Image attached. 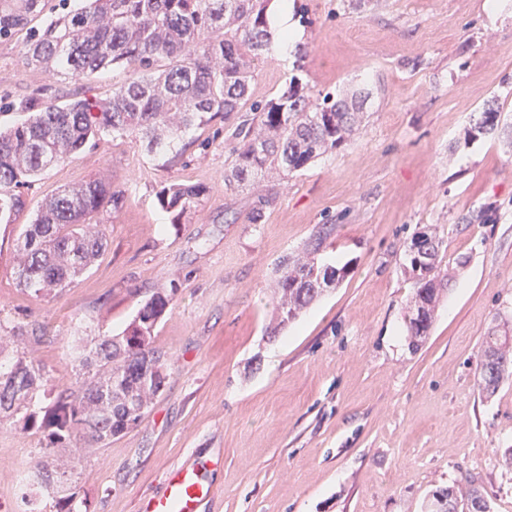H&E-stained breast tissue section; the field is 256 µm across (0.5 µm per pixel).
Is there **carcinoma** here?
Segmentation results:
<instances>
[{
	"label": "carcinoma",
	"instance_id": "obj_1",
	"mask_svg": "<svg viewBox=\"0 0 512 512\" xmlns=\"http://www.w3.org/2000/svg\"><path fill=\"white\" fill-rule=\"evenodd\" d=\"M59 0L61 12L32 27L46 0H0V40L27 30L24 57L29 65L61 69L72 77H89L117 64L148 71L160 59L165 68L149 77L137 76L112 90L104 101L87 97L63 105L32 97L20 106L29 119L0 130V216L23 207L18 189L49 167L63 162L89 142L110 133L134 134L152 154L175 148L176 141L203 113L229 117L250 106L232 133L236 145L224 171L227 187L258 185L276 172L288 176L310 161L355 140L362 131L366 96L357 93L332 103L314 102L296 78L277 98L265 104L249 101L252 62L267 53L272 43L268 31L269 0H82L77 9ZM501 112L487 107L475 130L494 132ZM203 190L187 183H172L159 192L162 206L177 217L198 206ZM112 188L87 182L63 188L40 205L32 223L21 235V261L16 271L19 285L40 298L64 289L101 256L106 235L86 221L108 209ZM428 260L418 266L408 257L414 294L406 315L412 342L428 335L444 277L439 268L442 240L427 234ZM346 276V269L321 265L314 253L293 261L280 282L278 325L295 319L298 312ZM153 293L120 336H99L82 367L97 365L103 375L92 378L79 391L63 388L38 422L24 415L23 429L37 426L45 433L46 447H56L81 427L99 443L140 423L151 400L164 386L166 376L151 370L159 359L152 346L158 322L171 309L173 292ZM512 377V334L488 333L478 364L482 391L495 392ZM48 381L44 368L26 352L12 357L0 345V415L12 417L28 409L33 395ZM69 467L58 461L55 473L41 466L28 477L30 512L44 496L57 498L59 510L72 496ZM490 504L475 487L439 489L432 494L429 512H464Z\"/></svg>",
	"mask_w": 512,
	"mask_h": 512
}]
</instances>
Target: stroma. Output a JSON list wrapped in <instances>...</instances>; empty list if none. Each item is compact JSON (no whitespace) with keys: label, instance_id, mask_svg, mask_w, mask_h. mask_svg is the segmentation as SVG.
<instances>
[{"label":"stroma","instance_id":"35a3bbf8","mask_svg":"<svg viewBox=\"0 0 512 512\" xmlns=\"http://www.w3.org/2000/svg\"><path fill=\"white\" fill-rule=\"evenodd\" d=\"M288 2L302 37L255 62L251 101L294 76L317 100L360 88V137L237 189L224 185L237 117L196 122L178 155L106 135L22 188L24 209L0 221V336L51 388H79L93 338L178 287L154 337L166 385L144 419L102 444L75 430L54 451L72 466V510L142 512L171 471L194 467L211 490L201 512H424L433 491L467 483L491 512H512V378L488 396L476 376L493 318L512 317V149L474 131L495 96L512 132V0L493 19L487 0ZM24 41H0L1 128L26 120L19 100L104 99L133 75L35 68ZM94 178L120 193L93 218L105 252L72 287L30 297L16 280L21 233L58 188ZM172 182L203 188L194 212L159 204ZM481 210L487 221L469 223ZM423 231L443 240L448 288L415 348L405 251ZM308 247L347 274L268 336L285 264ZM44 448L0 420V512H25L22 479Z\"/></svg>","mask_w":512,"mask_h":512}]
</instances>
